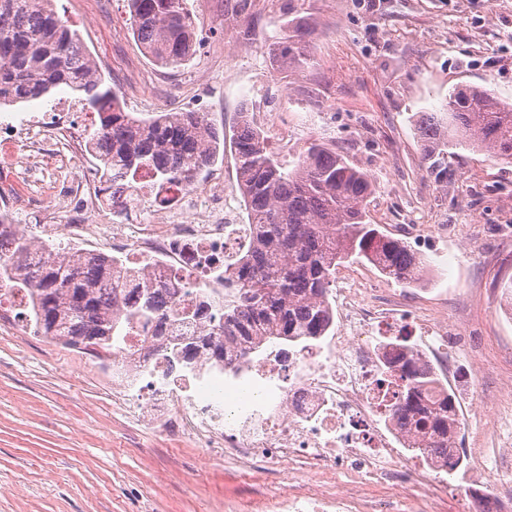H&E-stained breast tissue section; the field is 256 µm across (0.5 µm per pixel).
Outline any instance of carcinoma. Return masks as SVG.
Wrapping results in <instances>:
<instances>
[{
    "label": "carcinoma",
    "instance_id": "cac0c4a2",
    "mask_svg": "<svg viewBox=\"0 0 512 512\" xmlns=\"http://www.w3.org/2000/svg\"><path fill=\"white\" fill-rule=\"evenodd\" d=\"M131 29L154 63L180 69L194 55L196 22L184 0H127ZM288 40L273 48L283 67L307 61V34L288 21ZM68 88L85 111L98 115L88 132L87 152L100 163V184L119 167L132 181L190 187L220 152V132L208 113L159 112L140 118L123 111L78 34L58 16L54 0H0V105L39 100ZM240 112L234 137L238 189L251 224V247L237 276L224 287L236 301L208 336L172 341L163 349L179 364L193 362L200 349L230 365L221 336L239 337L246 356L282 340L307 346L329 329L336 267L354 258L373 264L388 280L418 284L420 261L399 239L367 221L374 187L370 178L336 149L313 143L293 163L272 151L266 131ZM416 131L437 177H448V149L480 147L512 162V104L486 90L458 85L441 112H422ZM0 237H10V261L0 260V287H30L35 331L92 353L121 351L139 325L158 327L190 311L173 305L171 284L121 278L122 261L109 255L75 260L48 243L34 244L0 219ZM390 421L417 437L418 454L439 453L449 469L457 465L448 444L459 419L453 394L434 369L407 360L386 382Z\"/></svg>",
    "mask_w": 512,
    "mask_h": 512
}]
</instances>
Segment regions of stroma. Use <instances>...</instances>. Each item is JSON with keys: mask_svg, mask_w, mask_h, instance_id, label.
Listing matches in <instances>:
<instances>
[{"mask_svg": "<svg viewBox=\"0 0 512 512\" xmlns=\"http://www.w3.org/2000/svg\"><path fill=\"white\" fill-rule=\"evenodd\" d=\"M231 0H186L197 21L196 52L181 70L152 63L132 31L126 0H55L119 91L124 111L192 110L200 102L225 136L241 107L274 116L272 148L293 161L321 141L367 172L374 223L414 246L425 266L401 331L409 342L419 311L469 295L468 335L483 365L448 379L460 436L492 460L481 436L489 421L477 396L512 383V244L501 236L512 209V163L455 148L448 177L437 179L415 128L419 112L441 110L459 83L512 102V0H249L228 37ZM309 31V59L279 69L271 54L287 40L288 22ZM171 92L161 95L159 85ZM437 224L428 247L414 245L412 225ZM106 372L84 354L50 342L33 328L0 333V512H244L252 497L269 499L274 481L243 483L214 459L200 470L201 448L172 450L163 433L113 410Z\"/></svg>", "mask_w": 512, "mask_h": 512, "instance_id": "35a3bbf8", "label": "stroma"}]
</instances>
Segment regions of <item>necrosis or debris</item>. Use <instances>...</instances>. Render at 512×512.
Here are the masks:
<instances>
[{"mask_svg": "<svg viewBox=\"0 0 512 512\" xmlns=\"http://www.w3.org/2000/svg\"><path fill=\"white\" fill-rule=\"evenodd\" d=\"M20 147L19 169L0 189V208L42 212L41 241L70 240L74 248L95 245L121 258L132 255V275L154 274L179 285L177 300L191 303L201 293L224 296L225 279L250 233L223 177L189 190L154 186L143 190L115 177L110 189L83 194L58 192L52 209L30 194L26 183L44 184L59 172L54 148L79 151L84 131L71 112L53 121L36 115L9 119ZM125 198L109 224H92L110 195ZM67 222H57L59 214ZM334 327L322 344L262 360H238L219 369L205 364L168 371L161 353L105 354L101 365L120 368L112 378L120 410L141 425L160 429L170 440L190 438L205 447L201 465L213 456L234 466L240 480L270 472L280 490L270 512H374L377 498L416 512H441L448 497L443 462L411 456L408 438L385 414L382 382L401 358L431 365L440 377L456 368L448 348L456 340L458 315L430 309L417 322L427 348L401 344L396 336L401 307L388 284L348 276L331 291ZM501 450L492 467H475L465 487L466 512H512V438L488 430Z\"/></svg>", "mask_w": 512, "mask_h": 512, "instance_id": "4bbe7bcc", "label": "necrosis or debris"}]
</instances>
